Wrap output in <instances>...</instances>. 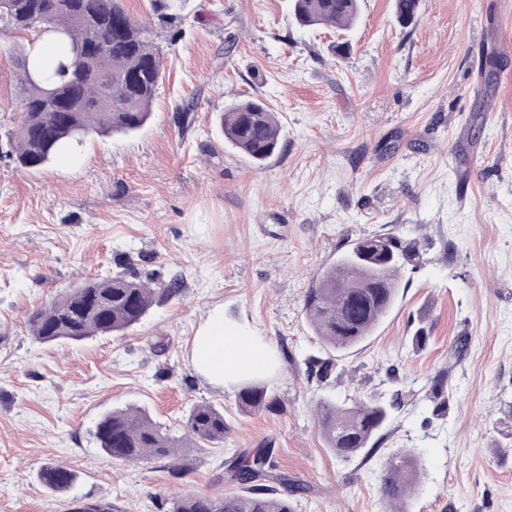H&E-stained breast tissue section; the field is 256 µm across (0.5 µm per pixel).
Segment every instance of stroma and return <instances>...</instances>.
Masks as SVG:
<instances>
[{
  "label": "stroma",
  "mask_w": 512,
  "mask_h": 512,
  "mask_svg": "<svg viewBox=\"0 0 512 512\" xmlns=\"http://www.w3.org/2000/svg\"><path fill=\"white\" fill-rule=\"evenodd\" d=\"M179 4L180 36L158 30L165 71L142 129L87 137L36 171L0 160V512H167L176 493L240 491L224 460L248 448L271 449L274 474L302 484L295 512H386L382 465L403 448L423 463L404 512H512V0H421L407 27L394 0H359L349 30L298 27L290 0ZM34 37L0 35V143L20 112L10 51ZM253 96L285 129L260 167L218 125ZM375 234L417 254L373 334L332 349L306 290ZM154 269L183 291L126 334L32 336L30 314L63 290ZM216 307L270 345L272 408H241V383L191 367ZM311 357L331 361L327 380L309 375ZM395 393L373 455L338 460L318 401ZM205 402L224 411L222 443L147 465L97 447L112 409L145 408L180 433ZM54 463L75 471L71 491L39 481Z\"/></svg>",
  "instance_id": "stroma-1"
}]
</instances>
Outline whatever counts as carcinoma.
<instances>
[{"label": "carcinoma", "mask_w": 512, "mask_h": 512, "mask_svg": "<svg viewBox=\"0 0 512 512\" xmlns=\"http://www.w3.org/2000/svg\"><path fill=\"white\" fill-rule=\"evenodd\" d=\"M419 0H395L397 20L411 24ZM293 20L302 28L351 29L358 0H291ZM52 31L70 40V57L50 77L36 78L28 46L15 54L21 116L7 132L10 158L36 170L90 135L133 133L149 119L163 74V53L150 20L133 17L124 0H0V29ZM224 140L255 165L278 149L283 128L276 112L260 99L234 101L219 116ZM407 253L391 237L357 239L336 264L323 270L307 289L306 315L327 345L346 350L363 342L391 309L399 288L397 274ZM156 278L117 272L68 288L47 306L31 313L32 334L42 342L82 341L123 334L138 325L164 299L177 297L182 282L173 277L155 288ZM249 410L271 407L267 392L248 383L239 392ZM392 405L380 400L351 405L322 401L320 430L336 457L349 461L373 449V439L387 424ZM224 412L209 403L195 405L186 432L176 435L137 406L118 408L96 425L100 452L114 462L149 463L200 442L224 440ZM273 467L265 448L245 450L225 462L227 477L244 485L241 493L221 496L185 493L172 499L170 512H294L293 496L303 487L275 477L277 485L259 483ZM422 463L413 450L389 458L379 492L390 508L403 502L418 479ZM40 479L69 491L76 483L70 468L51 464Z\"/></svg>", "instance_id": "cac0c4a2"}]
</instances>
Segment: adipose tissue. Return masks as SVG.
<instances>
[{"instance_id":"ef3b65f1","label":"adipose tissue","mask_w":512,"mask_h":512,"mask_svg":"<svg viewBox=\"0 0 512 512\" xmlns=\"http://www.w3.org/2000/svg\"><path fill=\"white\" fill-rule=\"evenodd\" d=\"M67 57L66 38L45 32L31 45L29 65L34 73L43 75ZM189 359L196 373L217 386L263 376L273 365L268 345L243 328L226 325L218 309L211 311L194 336Z\"/></svg>"}]
</instances>
